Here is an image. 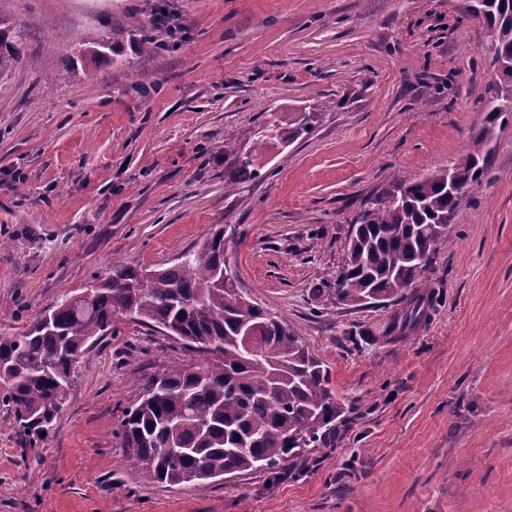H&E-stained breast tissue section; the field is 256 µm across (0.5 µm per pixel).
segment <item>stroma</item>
Here are the masks:
<instances>
[{
    "mask_svg": "<svg viewBox=\"0 0 512 512\" xmlns=\"http://www.w3.org/2000/svg\"><path fill=\"white\" fill-rule=\"evenodd\" d=\"M178 26L153 28L157 14ZM101 16L107 60L71 51ZM28 28L0 75V336L111 276L173 265L224 231L238 292L323 361L344 408L330 445L275 479L142 481L116 435L141 376L187 359L125 318L90 344L47 437L0 410V512H512V118L399 305L336 304L363 201L465 155L495 92L467 0H0ZM168 50L145 51L134 21ZM320 108L257 178L224 172L261 123ZM421 301V299L410 300L400 312L394 314L382 336H402L406 329L415 328L422 321L425 314Z\"/></svg>",
    "mask_w": 512,
    "mask_h": 512,
    "instance_id": "obj_1",
    "label": "stroma"
}]
</instances>
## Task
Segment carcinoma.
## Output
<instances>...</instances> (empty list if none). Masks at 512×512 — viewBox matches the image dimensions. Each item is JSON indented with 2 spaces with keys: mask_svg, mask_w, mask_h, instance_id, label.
Listing matches in <instances>:
<instances>
[{
  "mask_svg": "<svg viewBox=\"0 0 512 512\" xmlns=\"http://www.w3.org/2000/svg\"><path fill=\"white\" fill-rule=\"evenodd\" d=\"M470 3L483 11L492 34L498 84H512V0ZM27 36V27L0 19V74L17 63ZM110 49L103 31L79 43L78 52L97 62ZM484 108L469 151L449 169L397 178L358 214L339 275L318 292L345 306L404 297L447 237L448 214L459 204L448 177L465 193L475 189L498 123L512 115V102L503 98ZM316 110L263 127L252 151L224 145V169L257 175L268 144L309 135ZM225 268L221 230L167 268L113 265L112 279L48 311L51 327L35 322L0 336V407L25 435L42 438L51 427L44 419L57 417L70 388L73 360L112 328L114 317L131 311L140 323L176 332L199 356L147 377L142 397L121 411L120 444L143 481L178 486L192 474L202 483L229 473H286L311 449L327 447L343 407L328 387L327 367L300 337L245 297L231 298L234 282L222 279ZM423 318L421 300H411L382 336H400ZM248 331L260 339L254 357L244 346Z\"/></svg>",
  "mask_w": 512,
  "mask_h": 512,
  "instance_id": "cac0c4a2",
  "label": "carcinoma"
}]
</instances>
